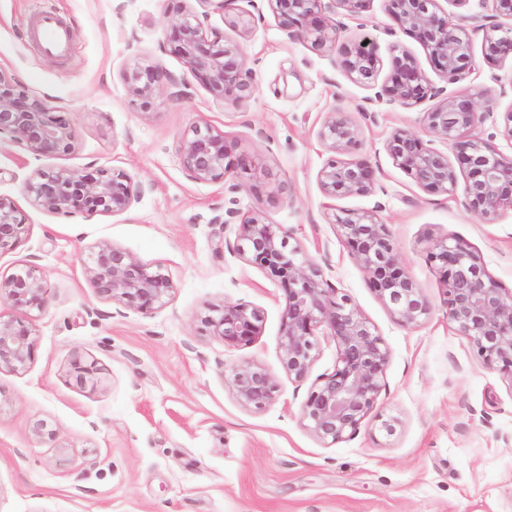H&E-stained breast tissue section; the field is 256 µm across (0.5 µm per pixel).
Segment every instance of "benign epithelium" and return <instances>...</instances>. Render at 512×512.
Here are the masks:
<instances>
[{
	"mask_svg": "<svg viewBox=\"0 0 512 512\" xmlns=\"http://www.w3.org/2000/svg\"><path fill=\"white\" fill-rule=\"evenodd\" d=\"M202 13L179 4L172 10L167 30L190 72L213 98L242 101L255 86L245 70L238 44L217 31H205L210 13L224 12L226 0H197ZM288 36L306 33L317 47H338L337 62L355 81L372 83L376 76V47L371 39L336 45V29L309 27V20L325 10L342 8L352 15L365 10L370 0H268ZM391 18L428 52L447 83L453 84L472 68L470 26L452 22L439 0H385ZM485 56L489 60L512 56V26L483 27ZM167 75L154 66L137 65L124 75L132 94L149 104ZM443 93L422 74L406 53L392 59V75L377 97L413 105ZM428 126L437 135L461 144V164L467 170L462 194L466 208L489 222L505 207H512V161H504L476 135L484 113L467 99L447 94L427 113ZM356 130L340 112L323 125L320 138L339 153L355 141ZM42 157L64 156L76 144L74 126L60 113L20 89L15 78L0 70V140ZM396 165L427 187L452 192L457 176L448 158L404 131L386 145ZM183 166L191 180L218 183L245 160L227 159L224 132L195 125L178 142ZM326 196L369 195L375 190L374 172L366 161L330 159L319 172ZM32 205L55 214L128 212L139 198L132 178L122 170L100 169L95 176L78 171H36L22 182ZM339 233L366 273L371 288L391 313L415 325L430 309L416 282L400 266L398 247L387 225L375 211H346L334 216ZM27 232L16 200L0 194V254L13 250ZM291 233L281 224H267L255 215L241 223L234 252L244 261L267 271L286 297L281 317L279 353L283 369L294 382L304 381L314 360L315 331L321 327L338 347L334 370L320 377L302 405L311 432L325 444L356 435L382 390L390 351L361 311L350 302L333 299V289L320 266L300 259L301 248L290 243ZM446 283L448 317L455 331L470 340L480 361L512 379V290L502 288L485 270L480 257L460 242L441 243L431 253ZM96 293L124 308L149 312L174 290L171 278L119 247L102 242L86 268ZM14 314L0 313V370L19 371L31 362L36 338L15 314L41 312L47 305V287L38 267L21 264L0 275V302ZM261 315L242 304L225 303L216 318L206 319L215 333L233 344H249L258 335ZM232 386L239 403L260 409L275 398L277 385L265 368L248 364L233 369Z\"/></svg>",
	"mask_w": 512,
	"mask_h": 512,
	"instance_id": "obj_1",
	"label": "benign epithelium"
}]
</instances>
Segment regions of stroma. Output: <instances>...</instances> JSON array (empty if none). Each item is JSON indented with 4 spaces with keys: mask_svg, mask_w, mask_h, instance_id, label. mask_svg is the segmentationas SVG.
Listing matches in <instances>:
<instances>
[{
    "mask_svg": "<svg viewBox=\"0 0 512 512\" xmlns=\"http://www.w3.org/2000/svg\"><path fill=\"white\" fill-rule=\"evenodd\" d=\"M48 9L70 29L74 48L66 55L31 34ZM166 10V0H0V69L29 97L66 113L77 131L74 152L59 158L0 144V192L15 198L29 224L15 249L0 255V274L30 263L48 286L45 310L26 317L37 335L32 361L0 371V512H512V380L479 362L456 333L429 258L437 243L461 242L512 289V208L486 223L465 208L461 190L419 184L386 151L396 131L419 137L447 157L458 181L466 179L458 147L427 125L438 101L405 106L376 97L392 56L407 53L434 87L487 111L480 136L510 159L512 140L498 127L512 110V60L486 59L475 33L473 71L447 84L384 0H371L359 16L326 15L340 41L366 36L376 46V81L360 84L334 50L288 37L267 0H228L207 25L240 44L256 91L219 102L173 51ZM241 13L252 17L245 33L224 21ZM137 63L172 79L146 106L123 79ZM338 111L357 129L342 157L370 163L372 194L322 191L319 172L332 152L320 131ZM204 123L223 131L232 157L248 160L247 173L222 184L188 177L178 141ZM112 167L140 190L121 215L46 212L11 178ZM229 200L240 216L257 213L290 229L337 297L357 306L387 345L381 393L356 436L327 445L303 419L316 379L336 366V343L318 334L307 379L288 377L279 358L285 296L275 279L235 255L239 225L215 223ZM373 209L397 243L400 267L428 299L417 325L391 313L337 231L335 213ZM102 242L161 267L175 284L172 295L148 313H122L99 298L85 265ZM225 302L259 311L250 344L224 341L205 325ZM78 359L93 364L92 383L77 382ZM249 363L278 386L260 409L242 406L231 387L233 368ZM388 419L397 422L390 436L380 429Z\"/></svg>",
    "mask_w": 512,
    "mask_h": 512,
    "instance_id": "stroma-1",
    "label": "stroma"
}]
</instances>
